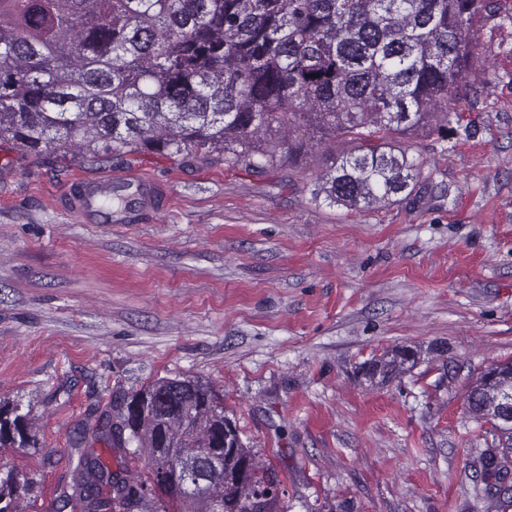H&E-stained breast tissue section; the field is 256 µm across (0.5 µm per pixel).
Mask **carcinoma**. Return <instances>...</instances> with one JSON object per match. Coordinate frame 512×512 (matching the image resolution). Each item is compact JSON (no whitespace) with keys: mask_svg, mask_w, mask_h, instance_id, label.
I'll list each match as a JSON object with an SVG mask.
<instances>
[{"mask_svg":"<svg viewBox=\"0 0 512 512\" xmlns=\"http://www.w3.org/2000/svg\"><path fill=\"white\" fill-rule=\"evenodd\" d=\"M494 0H0V142L50 154L114 150L224 154L266 171L315 144L352 148L315 195L349 210L392 204L428 180L406 140H448L450 107L473 66L470 30ZM417 364L394 348L370 380ZM512 361L469 387L477 502L512 506ZM101 431L122 453L110 470L81 450L64 505L102 512H281L282 483L244 444L224 399L200 377L163 378L112 405ZM148 472L128 471L132 445ZM35 448L20 405L0 403V447ZM204 481L184 485L177 472ZM28 485L0 464V512H25Z\"/></svg>","mask_w":512,"mask_h":512,"instance_id":"obj_1","label":"carcinoma"}]
</instances>
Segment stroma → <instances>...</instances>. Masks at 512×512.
Wrapping results in <instances>:
<instances>
[{
    "label": "stroma",
    "instance_id": "obj_1",
    "mask_svg": "<svg viewBox=\"0 0 512 512\" xmlns=\"http://www.w3.org/2000/svg\"><path fill=\"white\" fill-rule=\"evenodd\" d=\"M473 52L460 131L414 147L431 181L367 211L313 194L340 144L265 174L0 144V398L39 442L0 460L33 479L27 512H72L79 432L175 376L223 394L283 512H473L486 433L465 395L512 359V25L478 28ZM115 172L165 184L168 207L139 224L59 208L71 179ZM394 347L420 363L370 386L361 366Z\"/></svg>",
    "mask_w": 512,
    "mask_h": 512
}]
</instances>
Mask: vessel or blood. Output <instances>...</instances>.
I'll list each match as a JSON object with an SVG mask.
<instances>
[{"label":"vessel or blood","mask_w":512,"mask_h":512,"mask_svg":"<svg viewBox=\"0 0 512 512\" xmlns=\"http://www.w3.org/2000/svg\"><path fill=\"white\" fill-rule=\"evenodd\" d=\"M129 181L133 182L140 191L139 201L135 208L118 213L106 210L101 204L104 189ZM167 201V186L150 178L139 177L131 180L127 175L113 173L105 177L80 178L73 181L63 197L60 198L59 206L66 211L79 214L86 221L93 223L136 224L140 222L145 212L164 208Z\"/></svg>","instance_id":"obj_1"}]
</instances>
